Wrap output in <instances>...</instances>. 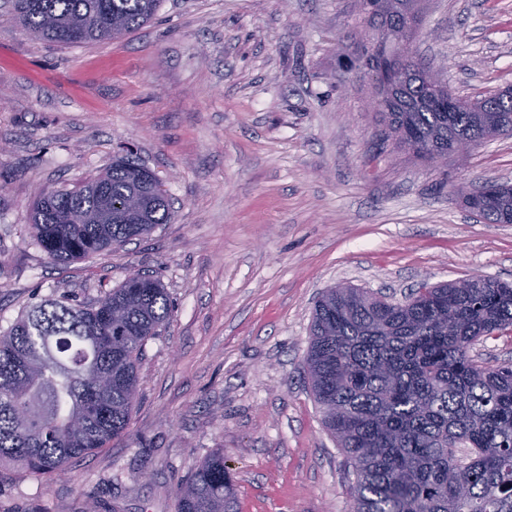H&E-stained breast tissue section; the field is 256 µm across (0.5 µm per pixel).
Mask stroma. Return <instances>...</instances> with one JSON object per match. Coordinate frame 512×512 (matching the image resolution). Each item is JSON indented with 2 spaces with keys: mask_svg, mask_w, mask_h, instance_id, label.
I'll return each instance as SVG.
<instances>
[{
  "mask_svg": "<svg viewBox=\"0 0 512 512\" xmlns=\"http://www.w3.org/2000/svg\"><path fill=\"white\" fill-rule=\"evenodd\" d=\"M366 42L356 0H161L150 23L88 45L28 34L0 0V327L139 269L174 303L142 349L127 432L49 485L1 467L0 512H176L178 484L219 448L239 512H350L355 476L304 375L320 293L512 282V224L447 188L512 184V136L438 167L395 149L368 103ZM415 47L456 95L512 85V0H424ZM126 146L170 223L53 263L34 201Z\"/></svg>",
  "mask_w": 512,
  "mask_h": 512,
  "instance_id": "35a3bbf8",
  "label": "stroma"
}]
</instances>
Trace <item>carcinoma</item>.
Instances as JSON below:
<instances>
[{"mask_svg": "<svg viewBox=\"0 0 512 512\" xmlns=\"http://www.w3.org/2000/svg\"><path fill=\"white\" fill-rule=\"evenodd\" d=\"M414 0L377 18L401 39L373 45L362 67L398 57L397 97L378 109L388 137L425 160L421 145L450 146L512 134V85L471 99L413 51L404 33ZM159 0H11L27 32L59 44L124 37L155 15ZM478 216L512 224V186L491 182ZM171 202L155 174L128 153L77 189L34 204L38 245L71 263L122 246L169 223ZM173 311L161 281L145 272L95 302L51 297L0 329V465L46 483L125 433L145 342ZM512 332V283L474 276L389 302L361 288L332 287L316 302L305 357L324 427L356 477L352 512H512V362L485 368L470 355L485 336ZM466 448L456 455L453 444ZM177 512H238L224 451L210 454L177 488Z\"/></svg>", "mask_w": 512, "mask_h": 512, "instance_id": "cac0c4a2", "label": "carcinoma"}]
</instances>
